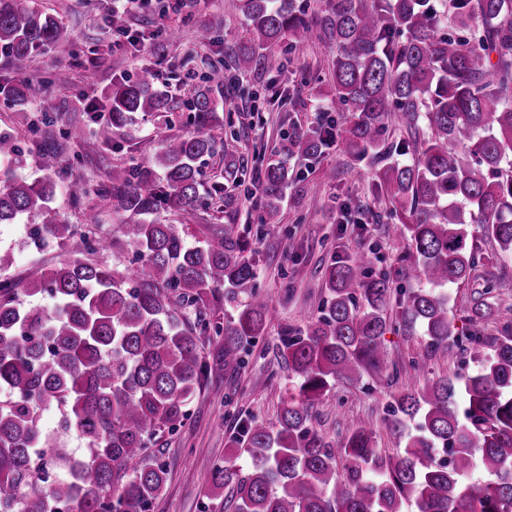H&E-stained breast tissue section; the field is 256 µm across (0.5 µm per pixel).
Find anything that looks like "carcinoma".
<instances>
[{
	"instance_id": "carcinoma-1",
	"label": "carcinoma",
	"mask_w": 512,
	"mask_h": 512,
	"mask_svg": "<svg viewBox=\"0 0 512 512\" xmlns=\"http://www.w3.org/2000/svg\"><path fill=\"white\" fill-rule=\"evenodd\" d=\"M239 10L250 37L224 55L241 72L287 39L298 47L309 28L296 0H239ZM320 28L336 49L335 94L322 112L336 120L288 133L270 150L262 230H277L290 162L320 157L342 126L355 157L411 155L385 164L374 189L407 231L401 272L421 287L403 291L370 274L366 252L328 266L320 315L303 334L284 330L282 356L296 384L280 400L277 425L253 418L242 426L234 444L251 467L216 466L212 491L230 488L234 512H512V319L488 339L485 303L472 305L467 335L448 315V285L469 280L475 239L512 255V0H450L441 11L430 0H329ZM71 41L53 16L0 0V46L14 61ZM157 80L144 68L134 81L101 89L110 118L90 138L78 123L57 136L44 119L47 142L93 152L137 114L169 112ZM222 86V67L200 79L193 127L162 140L147 164L112 170L108 185L72 186L77 201L91 193L109 200L131 250L125 263L94 262L111 238L49 217L52 174L0 177V224H30L34 248L69 245L63 261L23 285L0 281V512H147L167 475L151 450L156 438L175 434L193 393L224 367H242L247 345L264 333L270 307L237 225L207 224L192 244L187 225L158 217L221 198L216 183L202 193L200 162L224 146V103L214 97ZM34 95L26 79L0 82V99L13 108L27 111ZM393 112L409 138L388 146ZM19 154L17 137L0 132V157ZM395 293L403 295L401 326L420 327L431 349L465 340L489 353L462 380L393 397L392 427L408 441L391 456L363 423L341 441L327 439L310 408L336 383L387 368L383 337ZM46 296L50 311L32 302ZM226 306L235 314L223 321ZM206 342L218 347L213 363L200 356ZM51 408L60 414L56 434L41 424ZM67 437L82 443L80 452ZM59 466L65 475L51 477ZM478 470L483 477H474Z\"/></svg>"
}]
</instances>
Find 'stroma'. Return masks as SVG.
Segmentation results:
<instances>
[{"mask_svg": "<svg viewBox=\"0 0 512 512\" xmlns=\"http://www.w3.org/2000/svg\"><path fill=\"white\" fill-rule=\"evenodd\" d=\"M73 34L71 44L57 47L23 64L0 58V77H23L37 90L34 107H58L73 101L67 119L84 121L82 102L113 79H132L142 68L160 67L159 86L172 104L171 112L139 115L132 128L117 132L111 145L81 154L69 145L49 162L58 184L52 207L57 219L83 224L88 212L98 214L96 233L112 230L109 201L99 197L73 203L70 184L91 179L108 181L113 170L130 161L148 160L166 136L191 127L189 104L192 85L224 58V45L245 37L244 18L238 0H211L209 6L182 8L179 13L161 14L159 0H150L144 10L128 7L125 0H34ZM310 20L302 51L280 44L262 53L248 72L225 68L234 86L224 89V152L202 163L203 180L224 185L222 208L192 214L167 213L174 224H234L249 234L258 268L261 292L274 312L262 336L250 345L244 367L225 368L197 391L188 403L189 417L172 435L161 438L155 451L167 469V481L152 500L148 512H230L229 493L220 499L208 495L215 465L231 462L246 470L248 456L232 445L242 423L251 418L275 425L281 396L292 380L280 349L282 330L306 328L326 300L323 271L328 264L360 250L373 254V274H396L405 242L389 208L374 190L376 166L358 160L343 143H336L323 157L297 169V183L281 204L280 228L276 233L259 232L262 209L259 198H246L245 187L256 180L265 149L296 127L318 119V96H331L333 50L319 27L326 0H297ZM126 16L131 31H148L155 25L178 30V41L159 37L153 45L138 49L117 45L108 20L112 10ZM222 13L224 30L207 43H199L198 32L213 13ZM70 73V82L57 85L51 73L57 68ZM361 208L369 223L358 227L342 221L346 208ZM23 224L0 225V250L9 252L11 266L4 275L17 283L57 265L67 255L65 245L51 243L35 250L26 243ZM478 262L468 283L449 287V314L458 329H466V317L477 293L489 290L488 309L483 319L484 336L498 335L504 315L512 309V257L491 258L492 246L478 239ZM388 368L380 374L363 375L356 383H340L312 409L313 425L334 441L342 440L356 425L367 424L380 448L394 455L404 441L390 428V401L399 391H420L440 378H453L472 371L476 362L467 343H455L430 351L419 332L398 327L384 336Z\"/></svg>", "mask_w": 512, "mask_h": 512, "instance_id": "obj_1", "label": "stroma"}]
</instances>
